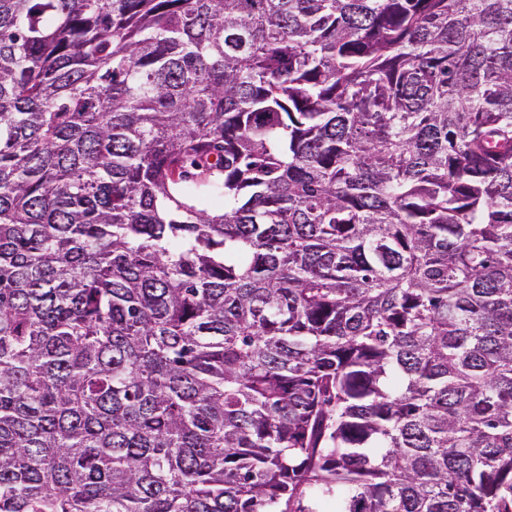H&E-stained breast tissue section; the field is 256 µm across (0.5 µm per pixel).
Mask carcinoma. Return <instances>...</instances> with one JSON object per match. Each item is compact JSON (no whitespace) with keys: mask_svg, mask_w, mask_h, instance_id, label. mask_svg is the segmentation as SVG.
<instances>
[{"mask_svg":"<svg viewBox=\"0 0 512 512\" xmlns=\"http://www.w3.org/2000/svg\"><path fill=\"white\" fill-rule=\"evenodd\" d=\"M327 507L512 512V0H0V512Z\"/></svg>","mask_w":512,"mask_h":512,"instance_id":"cac0c4a2","label":"carcinoma"}]
</instances>
